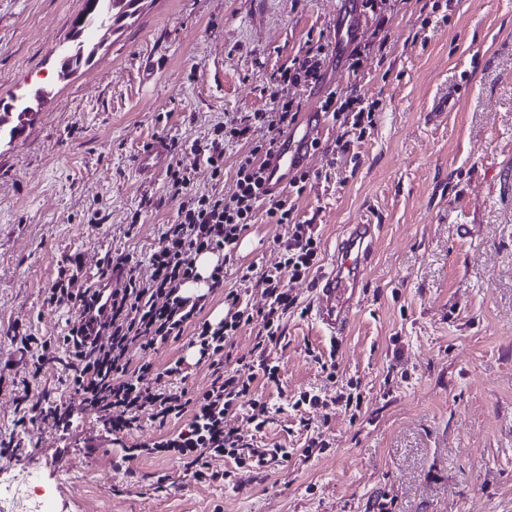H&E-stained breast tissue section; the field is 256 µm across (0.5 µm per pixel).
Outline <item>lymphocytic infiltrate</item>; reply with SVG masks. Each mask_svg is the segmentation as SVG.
I'll return each mask as SVG.
<instances>
[{
  "instance_id": "1",
  "label": "lymphocytic infiltrate",
  "mask_w": 512,
  "mask_h": 512,
  "mask_svg": "<svg viewBox=\"0 0 512 512\" xmlns=\"http://www.w3.org/2000/svg\"><path fill=\"white\" fill-rule=\"evenodd\" d=\"M328 55L325 43L318 42L296 55L275 77L282 94L267 113L271 136L255 145L240 158L236 170V190L231 196L194 192L195 173L177 169L171 173L170 196L178 205L177 220L167 225L160 241L148 257L153 272L148 279L137 277L124 261L107 262L95 287L74 288L57 283L50 295L52 302L75 307L84 325H70L62 338L72 349L69 385L79 407L100 413L106 434L132 431L140 426L141 415L166 422L169 417L192 411L186 428L160 441L141 445L142 456L180 460L186 473L200 483L224 480L232 482L231 471L211 470V456L233 459L236 468L250 470L256 465L253 450L243 442L238 431L226 423L228 414L246 410L255 429L269 420L267 402L254 391L257 375L278 382L279 368L271 364L267 353L280 340L284 321L296 299L289 282L307 278L318 263L320 239L312 219H300L292 203L302 195L309 174L296 175L286 195L265 198L261 193L263 158L269 157L284 129L293 125L299 113L296 97L288 96L289 87L315 85L323 78ZM324 110L344 129L341 151L363 141L367 130L375 126L374 109L361 106L358 100L337 101L328 96ZM250 117L230 121L228 135H217L202 148L204 165L211 177L224 173V142L247 139ZM265 213L273 224L288 227L285 240L279 241L281 258L264 269L259 277L264 286L267 305L253 310L238 291L224 295V317L213 323L203 319L204 296H188L187 284L199 281L196 260L204 253L232 258L239 239L258 213ZM123 278L124 288L112 287L113 277ZM101 301L96 318H88L93 301ZM260 328L252 349L254 358L225 368L231 357L229 341L240 328L252 321ZM188 338L201 361L212 368V380L203 390L188 393L169 386V377L183 374V360H176L164 371L155 370L148 361L133 363V349L155 350L163 345Z\"/></svg>"
}]
</instances>
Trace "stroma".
<instances>
[{
    "label": "stroma",
    "instance_id": "obj_1",
    "mask_svg": "<svg viewBox=\"0 0 512 512\" xmlns=\"http://www.w3.org/2000/svg\"><path fill=\"white\" fill-rule=\"evenodd\" d=\"M383 0L362 41L385 40L357 74L376 124L355 154L335 152L328 120L296 199L313 217L320 265L347 224L381 227L361 308L330 345L310 308L315 277L291 282L298 310L270 359L278 383L253 386L270 407L256 448H286L279 465L243 472L239 485L201 484L169 457L124 460L125 449L176 433L189 416L87 450L94 411L73 408L72 360L62 336L72 316L49 303L60 275L95 285L103 263L129 258L138 277L177 216L168 171L142 183L134 159L163 136L172 163L196 168V146L234 116L250 138L224 147V174L200 171L194 189L231 195L237 164L266 139L276 103L271 77L308 37L333 41L339 0H142L91 60L58 77L57 52L74 37L85 0H0V107L39 86L32 119L0 144V484L30 475L57 512H512V0ZM455 92L444 115L436 100ZM287 228L257 216L210 289L203 318L224 315V292L265 303L257 279L278 261ZM250 280H242V273ZM332 357L327 373L315 354ZM357 394L360 408L315 407L298 427L299 393ZM72 407L68 427L29 421L32 405ZM317 447H310V440Z\"/></svg>",
    "mask_w": 512,
    "mask_h": 512
}]
</instances>
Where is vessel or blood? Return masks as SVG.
Returning <instances> with one entry per match:
<instances>
[{"instance_id":"obj_1","label":"vessel or blood","mask_w":512,"mask_h":512,"mask_svg":"<svg viewBox=\"0 0 512 512\" xmlns=\"http://www.w3.org/2000/svg\"><path fill=\"white\" fill-rule=\"evenodd\" d=\"M358 0H341L336 18V52L345 54L361 36ZM325 126L322 109L310 104L296 127L283 134L272 157L267 158L262 189L274 197L287 188L290 181L305 169ZM171 160V144L159 136L145 144L136 158L134 171L144 180L152 179ZM380 232L376 224H348L336 244L329 267L323 271L315 288L312 310L323 335L338 342L344 335L356 309L363 301V279L373 257Z\"/></svg>"}]
</instances>
